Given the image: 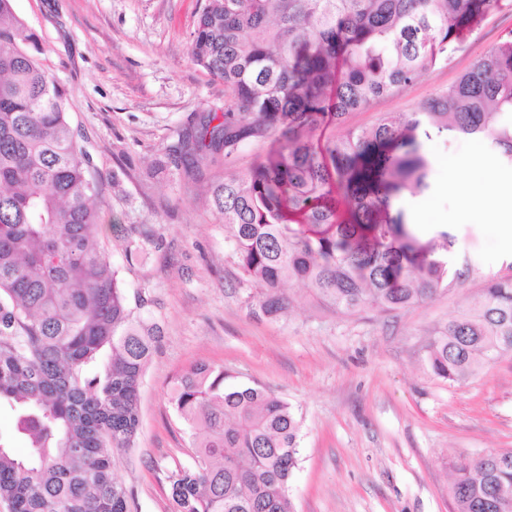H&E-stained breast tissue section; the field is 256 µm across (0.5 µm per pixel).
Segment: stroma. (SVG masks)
<instances>
[{
    "mask_svg": "<svg viewBox=\"0 0 512 512\" xmlns=\"http://www.w3.org/2000/svg\"><path fill=\"white\" fill-rule=\"evenodd\" d=\"M204 0H13L38 41V57L65 91L70 119L91 158L102 215L97 238L117 269L131 308L160 328L139 388L134 445L116 453L113 472L130 512H174L168 470L194 462L189 432L171 391L198 363L228 370L233 383L262 386L301 420L300 462L288 495L293 512H453L458 466L512 448V356L451 386L425 361L435 328L485 283L512 275V244L487 212L512 183V166L494 181L463 177L479 144L429 129L428 186L397 208L418 216L427 235L445 231L454 245L455 279L425 304L344 315L302 284H287L289 307L269 315L260 290L241 275L224 226L206 202L217 177L246 174L265 151L245 145L228 163L155 172L198 116L223 112L224 83L191 59ZM512 34V0H503L448 65L400 94L353 112L372 125L384 112L409 113L451 85L480 55ZM467 179L484 206L462 213L450 182ZM139 253L127 259L130 241Z\"/></svg>",
    "mask_w": 512,
    "mask_h": 512,
    "instance_id": "1",
    "label": "stroma"
}]
</instances>
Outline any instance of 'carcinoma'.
I'll return each mask as SVG.
<instances>
[{
    "instance_id": "obj_1",
    "label": "carcinoma",
    "mask_w": 512,
    "mask_h": 512,
    "mask_svg": "<svg viewBox=\"0 0 512 512\" xmlns=\"http://www.w3.org/2000/svg\"><path fill=\"white\" fill-rule=\"evenodd\" d=\"M501 6L205 0L190 54L224 82V113L203 116L158 166L270 144L248 174L210 187L265 312L285 309L293 281L346 315L406 309L450 286L452 243L422 240L389 211L428 187L424 124L480 138L512 165V34L417 111L385 113L340 138L326 131L448 64ZM36 50L12 0H0V408L27 440L17 455L0 435V501L9 512H130L112 461L134 443L156 335L95 243L90 159ZM511 355L512 277L488 283L438 328L426 361L452 386ZM228 378L200 363L174 388V414L195 449L193 465L166 475L175 512H290L300 420L274 393ZM450 493L454 512H500L512 502V448L459 466Z\"/></svg>"
}]
</instances>
